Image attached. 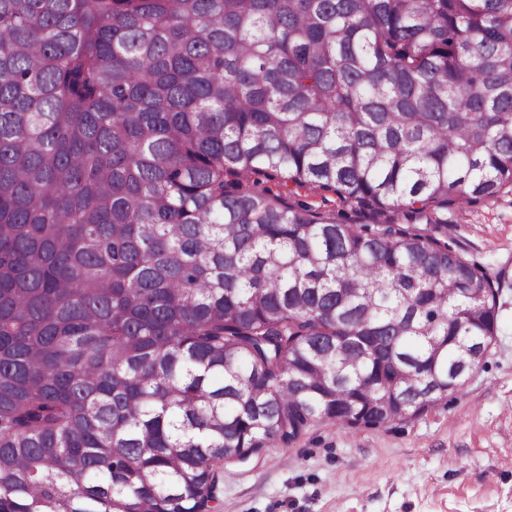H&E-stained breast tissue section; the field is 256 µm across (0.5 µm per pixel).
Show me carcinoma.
Instances as JSON below:
<instances>
[{"label": "carcinoma", "instance_id": "obj_1", "mask_svg": "<svg viewBox=\"0 0 512 512\" xmlns=\"http://www.w3.org/2000/svg\"><path fill=\"white\" fill-rule=\"evenodd\" d=\"M509 191L512 0H0V512H211L463 393L498 289L443 210ZM290 202H299L311 207L317 212H322L336 217L337 222L344 224H372L358 211L356 205L343 202L332 193L302 189L292 196Z\"/></svg>", "mask_w": 512, "mask_h": 512}]
</instances>
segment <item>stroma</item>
Segmentation results:
<instances>
[{
	"label": "stroma",
	"mask_w": 512,
	"mask_h": 512,
	"mask_svg": "<svg viewBox=\"0 0 512 512\" xmlns=\"http://www.w3.org/2000/svg\"><path fill=\"white\" fill-rule=\"evenodd\" d=\"M295 200L364 221L331 193ZM447 217L449 246L501 275L498 331L464 394L382 428L317 421L288 445L225 463L216 512H512V193L452 202Z\"/></svg>",
	"instance_id": "stroma-1"
}]
</instances>
